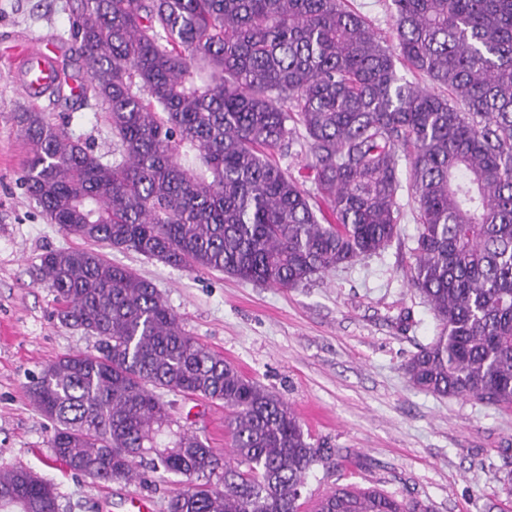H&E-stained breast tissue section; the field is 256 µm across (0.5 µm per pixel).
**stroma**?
Here are the masks:
<instances>
[{"mask_svg":"<svg viewBox=\"0 0 512 512\" xmlns=\"http://www.w3.org/2000/svg\"><path fill=\"white\" fill-rule=\"evenodd\" d=\"M67 0H0V470L26 466L55 485L61 512H132L151 501L166 512L176 476L104 483L65 470L48 447L51 425L30 400L41 368L96 339L62 325L39 257L84 249L86 240L47 223L20 185L29 147L16 120L28 109L6 63L28 40H50L69 54ZM41 112L111 154L104 113ZM401 233L385 250L295 288H272L218 271H192L132 251L105 249L112 262L151 280L182 328L245 376L288 403L312 443L336 449L331 465L309 474L314 501L335 485L377 487L414 498L429 512H512V412L475 399L439 397L408 381L404 365L437 334V321L408 283L418 234L411 191L401 187ZM173 430L201 437L215 454L229 446L224 405L170 393Z\"/></svg>","mask_w":512,"mask_h":512,"instance_id":"obj_1","label":"stroma"}]
</instances>
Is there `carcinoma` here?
Segmentation results:
<instances>
[{"label": "carcinoma", "mask_w": 512, "mask_h": 512, "mask_svg": "<svg viewBox=\"0 0 512 512\" xmlns=\"http://www.w3.org/2000/svg\"><path fill=\"white\" fill-rule=\"evenodd\" d=\"M381 40L343 0H69L84 76L52 93L107 114L106 160L36 109L17 115L28 197L95 245L265 286L307 284L400 236L401 161L418 212L410 285L438 332L411 385L512 409V0H393ZM427 78L428 89L396 63ZM306 181L284 170L294 138ZM56 317L96 352L29 387L67 470L144 482L181 475L167 512H302L298 489L335 454L288 405L182 329L152 281L95 249L40 256ZM224 402L232 461L183 433L161 448L165 393ZM218 481H212V476ZM0 512H60L53 484L0 471ZM310 512H428L338 486Z\"/></svg>", "instance_id": "obj_1"}]
</instances>
